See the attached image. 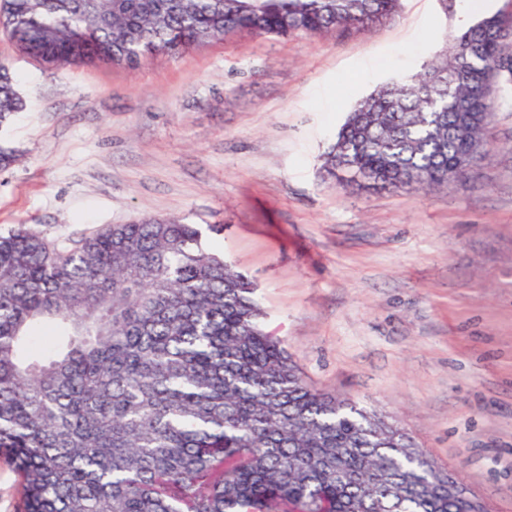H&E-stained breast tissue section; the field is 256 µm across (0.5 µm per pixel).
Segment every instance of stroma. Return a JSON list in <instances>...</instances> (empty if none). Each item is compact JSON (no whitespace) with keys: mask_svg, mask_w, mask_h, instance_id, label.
Here are the masks:
<instances>
[{"mask_svg":"<svg viewBox=\"0 0 512 512\" xmlns=\"http://www.w3.org/2000/svg\"><path fill=\"white\" fill-rule=\"evenodd\" d=\"M458 0H403L364 34H236L135 69H51L0 30L26 106L0 128V233L48 239L144 215L221 225L267 331L318 390L395 419L488 512H512V91L473 173L340 190L321 164L349 112L463 29Z\"/></svg>","mask_w":512,"mask_h":512,"instance_id":"obj_1","label":"stroma"}]
</instances>
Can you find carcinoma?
Segmentation results:
<instances>
[{
  "label": "carcinoma",
  "instance_id": "cac0c4a2",
  "mask_svg": "<svg viewBox=\"0 0 512 512\" xmlns=\"http://www.w3.org/2000/svg\"><path fill=\"white\" fill-rule=\"evenodd\" d=\"M401 0H0L16 49L137 68L224 36L368 32ZM509 43L476 23L361 101L323 156L336 187L419 190L489 153ZM25 107L0 62V126ZM0 457L19 512H472L393 420L311 388L252 284L201 229L144 216L0 235ZM460 492L448 496V480Z\"/></svg>",
  "mask_w": 512,
  "mask_h": 512
}]
</instances>
